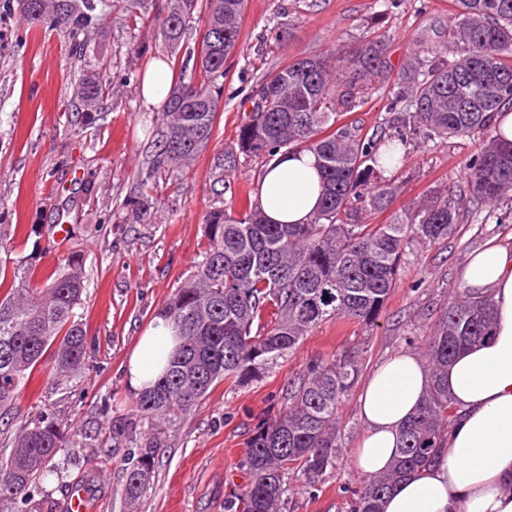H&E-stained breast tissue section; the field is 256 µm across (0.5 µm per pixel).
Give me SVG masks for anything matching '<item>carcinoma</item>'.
<instances>
[{"mask_svg": "<svg viewBox=\"0 0 512 512\" xmlns=\"http://www.w3.org/2000/svg\"><path fill=\"white\" fill-rule=\"evenodd\" d=\"M454 2L460 56L450 62L428 48L427 57L403 62L398 80L406 91L390 103L398 125L392 134L363 138L347 124L336 126L392 76L376 40L359 44L347 61L333 53L294 58L260 79L266 99L253 106L220 166H231L239 154L269 163L284 151L308 150L320 170L321 206L305 224H272L251 201L235 216L211 208L202 261L154 315L171 324L175 350L157 378L134 393L133 415L176 422L218 383L258 377L324 321L374 324L397 288L406 249L453 233L461 199L451 188L424 201L415 221L350 224L348 216L360 205L388 206L393 187L382 174L400 169L409 135L420 129L445 140L473 134L492 127L494 115L512 107V0ZM245 3L205 0L201 53L193 64L174 61L178 78L159 112L165 128L162 163L184 165L211 141L224 90L219 79L239 45ZM19 6L27 27L50 23L74 38L96 20L95 0H19ZM121 7L135 23L145 19V0H121ZM198 8L199 0H173L167 15L157 18L168 45L177 47L189 25L180 16L192 19ZM108 88L98 74L76 86L89 121H95L97 102ZM467 192L480 223H501L496 206L512 201V144L491 139L469 159ZM84 292L78 261L41 287L30 284L19 264L10 287L0 286V413L13 408L44 357L60 372L84 363L87 336L76 313ZM494 325L491 299L466 289L444 308L425 339L430 381L403 428L399 457L391 470L369 476L350 512H382L392 485L422 469L442 447L452 414L444 380L448 363L491 336ZM359 371L357 352L346 349L310 360L288 384L279 416L257 424L239 461L247 483L234 492L235 512H281L289 479L314 488L336 467L342 456L340 405ZM159 440L153 434L125 469L122 495L131 507L150 488ZM64 447L66 433L52 422L20 433L10 453L0 456V512H18L27 503L40 480L56 471L54 459Z\"/></svg>", "mask_w": 512, "mask_h": 512, "instance_id": "obj_1", "label": "carcinoma"}]
</instances>
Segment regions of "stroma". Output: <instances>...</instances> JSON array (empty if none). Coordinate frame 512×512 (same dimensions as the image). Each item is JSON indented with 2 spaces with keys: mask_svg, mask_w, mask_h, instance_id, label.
Masks as SVG:
<instances>
[{
  "mask_svg": "<svg viewBox=\"0 0 512 512\" xmlns=\"http://www.w3.org/2000/svg\"><path fill=\"white\" fill-rule=\"evenodd\" d=\"M148 20L133 24L121 10H106L82 33L84 54H75L67 33L21 24L18 0H0V260L26 261L33 282L68 269L83 256L86 295L77 310L87 332L82 368L56 372L38 366L14 408L0 420V455L16 434L46 416L65 429L71 446L56 457V475L43 479L26 512H67L74 489H82L90 512H128L121 495L123 472L154 430L133 419L114 436V420L132 417L128 360L155 311L195 271L206 247L204 222L211 208L237 213L244 192H256L264 165L239 157L234 169L215 162L234 146L253 91L270 70L297 55L330 52L348 56L362 41H382L393 65L410 52L434 47L448 58L460 45L448 29L452 0H247L241 47L227 60L223 109L213 137L186 166H159L165 129L140 94L141 75L152 58L169 56L157 15L169 0H148ZM109 67V94L98 103L95 123L84 119L75 95L82 75ZM386 93L372 94L346 114L364 136L388 119ZM492 131L435 144L414 136L386 210L363 208V224H386L412 212L433 192L464 184L465 165L492 138ZM143 204L140 219L133 205ZM512 241V219L477 224L461 212L450 238L407 250L397 288L374 325L322 323L298 348L274 362L261 380L245 386L224 381L196 410L163 427L154 484L137 512H231L232 488L245 484L237 463L253 428L274 420L289 381L312 358H332L358 348L360 378L400 352L422 355L424 341L448 302L464 285L468 254L489 239ZM359 389L344 398L340 413L343 456L315 490L288 485L286 512H349L365 479L351 464L365 426Z\"/></svg>",
  "mask_w": 512,
  "mask_h": 512,
  "instance_id": "stroma-1",
  "label": "stroma"
}]
</instances>
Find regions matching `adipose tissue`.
I'll return each instance as SVG.
<instances>
[{"mask_svg": "<svg viewBox=\"0 0 512 512\" xmlns=\"http://www.w3.org/2000/svg\"><path fill=\"white\" fill-rule=\"evenodd\" d=\"M320 197L316 158L298 151L264 176L259 204L273 222L303 224ZM461 278L474 294L492 298L493 333L449 364L454 417L446 446L426 468L398 481L383 512H512V244L491 240L473 250ZM173 347L170 324L153 323L130 358V385L139 389L153 381ZM428 380L425 363L404 352L371 372L359 397L366 431L352 454L357 470L373 474L392 464Z\"/></svg>", "mask_w": 512, "mask_h": 512, "instance_id": "ef3b65f1", "label": "adipose tissue"}]
</instances>
